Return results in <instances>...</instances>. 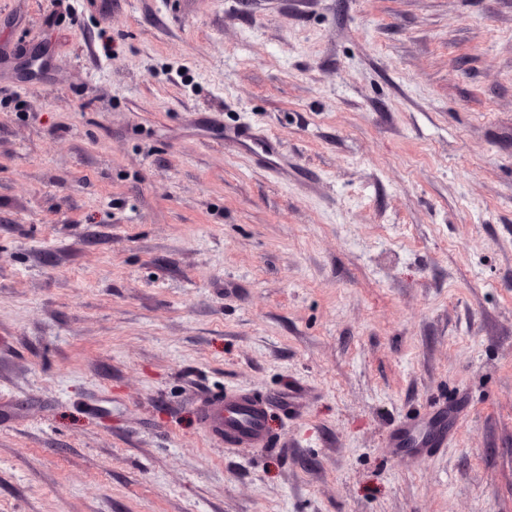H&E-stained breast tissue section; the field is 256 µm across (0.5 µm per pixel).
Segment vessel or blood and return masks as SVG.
I'll use <instances>...</instances> for the list:
<instances>
[{
	"label": "vessel or blood",
	"instance_id": "b4317fda",
	"mask_svg": "<svg viewBox=\"0 0 512 512\" xmlns=\"http://www.w3.org/2000/svg\"><path fill=\"white\" fill-rule=\"evenodd\" d=\"M278 403L296 409V394L259 397L251 394L218 393L206 400L200 408V420L212 435L223 437L233 444L246 440L259 448L271 443L266 416L271 404Z\"/></svg>",
	"mask_w": 512,
	"mask_h": 512
}]
</instances>
